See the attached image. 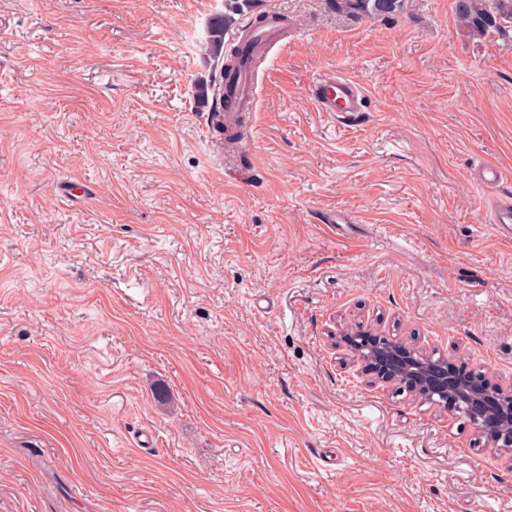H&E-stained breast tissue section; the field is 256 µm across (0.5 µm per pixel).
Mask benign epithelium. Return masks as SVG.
<instances>
[{
  "label": "benign epithelium",
  "mask_w": 512,
  "mask_h": 512,
  "mask_svg": "<svg viewBox=\"0 0 512 512\" xmlns=\"http://www.w3.org/2000/svg\"><path fill=\"white\" fill-rule=\"evenodd\" d=\"M364 345L353 346L351 337L342 341L353 348L358 372L375 381L405 385L418 396L448 403V387H453L459 403L466 407L472 423L482 432L490 448L512 455V383H503L484 372L464 382H448L452 362L434 358L422 349L390 339L374 329L358 333Z\"/></svg>",
  "instance_id": "benign-epithelium-1"
}]
</instances>
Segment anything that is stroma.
<instances>
[{
  "label": "stroma",
  "instance_id": "obj_1",
  "mask_svg": "<svg viewBox=\"0 0 512 512\" xmlns=\"http://www.w3.org/2000/svg\"><path fill=\"white\" fill-rule=\"evenodd\" d=\"M453 3L259 0L288 29L240 152L194 97L230 0H0V512H512L506 457L338 341L512 381L472 179L512 197V28ZM331 70L363 111L318 112ZM338 13L356 19L390 18L405 13L410 0H328Z\"/></svg>",
  "mask_w": 512,
  "mask_h": 512
}]
</instances>
